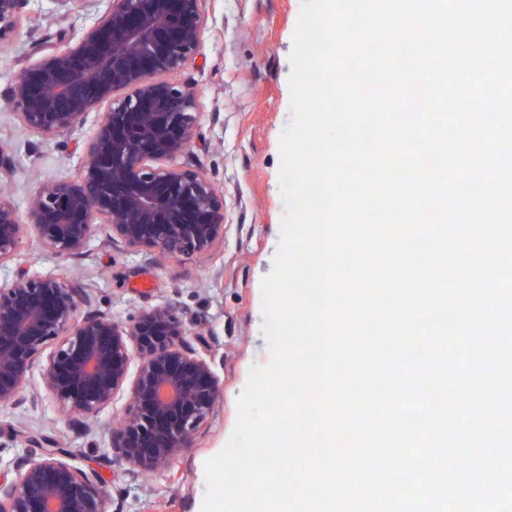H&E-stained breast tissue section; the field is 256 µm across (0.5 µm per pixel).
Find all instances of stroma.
Instances as JSON below:
<instances>
[{"label": "stroma", "instance_id": "1", "mask_svg": "<svg viewBox=\"0 0 512 512\" xmlns=\"http://www.w3.org/2000/svg\"><path fill=\"white\" fill-rule=\"evenodd\" d=\"M302 0H202L207 18L195 60L171 74L190 86L198 101V137L175 166L205 174L224 196V237L190 261L151 260L123 244L109 243L99 227L81 257L46 254L32 228L19 237L15 260L0 265V282L19 270L62 273L90 290L96 308L126 320L139 309L173 304L211 350L219 381L213 415L181 458L163 474L112 470L103 458L111 431L124 411L126 393L103 409L90 429L75 431L43 386L31 375L26 400L0 403V460L24 448L20 431H42L76 451L105 483L106 512H202L207 493L205 463L228 443L237 420V399L253 366L269 359L263 334L261 281L273 268L286 204L279 186L280 137L291 116L290 54ZM107 7L93 0L69 11L59 0H28L21 27L0 46V94L44 47L59 45L90 26ZM94 130L48 140L0 107V149L12 159L0 192L26 211L39 183L75 176L82 149Z\"/></svg>", "mask_w": 512, "mask_h": 512}]
</instances>
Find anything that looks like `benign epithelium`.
Masks as SVG:
<instances>
[{"label": "benign epithelium", "instance_id": "7a95c632", "mask_svg": "<svg viewBox=\"0 0 512 512\" xmlns=\"http://www.w3.org/2000/svg\"><path fill=\"white\" fill-rule=\"evenodd\" d=\"M201 0H109L74 43L20 70L3 105L48 139L100 112L77 176L40 183L25 214L0 197V264L20 229L33 227L57 256L87 253L95 228L110 242L154 258L186 261L224 236V197L204 174L167 166L197 138L193 90L167 76L200 48ZM26 0H0V45L20 26ZM139 365L133 382L129 343ZM70 426L112 404L130 385L123 424L107 458L141 473L166 471L213 414L219 382L172 305L139 309L125 322L92 308L85 284L56 274H18L0 284V401L22 403L35 370ZM0 470V512H105L102 477L35 431Z\"/></svg>", "mask_w": 512, "mask_h": 512}]
</instances>
